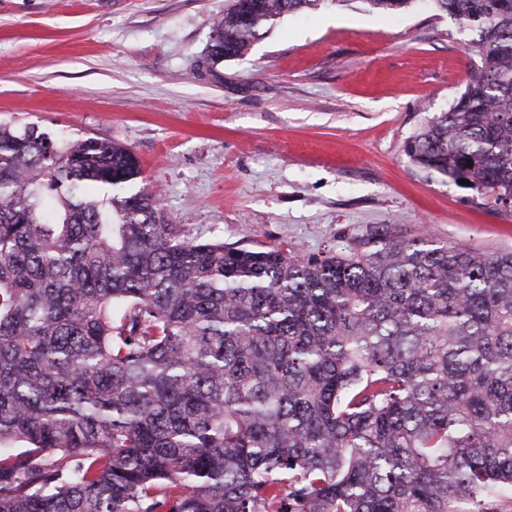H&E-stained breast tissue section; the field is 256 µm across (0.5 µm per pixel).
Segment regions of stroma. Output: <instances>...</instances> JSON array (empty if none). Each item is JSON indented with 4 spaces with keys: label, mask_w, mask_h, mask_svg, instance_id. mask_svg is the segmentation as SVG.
Returning a JSON list of instances; mask_svg holds the SVG:
<instances>
[{
    "label": "stroma",
    "mask_w": 512,
    "mask_h": 512,
    "mask_svg": "<svg viewBox=\"0 0 512 512\" xmlns=\"http://www.w3.org/2000/svg\"><path fill=\"white\" fill-rule=\"evenodd\" d=\"M226 3L0 0V122L128 146L202 240L313 255L391 224L512 248V211L404 152L480 68L471 30L430 0L391 14L320 0L199 68Z\"/></svg>",
    "instance_id": "1"
}]
</instances>
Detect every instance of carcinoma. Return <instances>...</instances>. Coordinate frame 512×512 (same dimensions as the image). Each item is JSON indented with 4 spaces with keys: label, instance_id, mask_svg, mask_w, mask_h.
<instances>
[{
    "label": "carcinoma",
    "instance_id": "obj_1",
    "mask_svg": "<svg viewBox=\"0 0 512 512\" xmlns=\"http://www.w3.org/2000/svg\"><path fill=\"white\" fill-rule=\"evenodd\" d=\"M318 0H227L205 62ZM400 12L416 0H359ZM408 143L512 208V0ZM512 492V250L400 227L308 257L200 240L133 151L0 124V512H498Z\"/></svg>",
    "mask_w": 512,
    "mask_h": 512
}]
</instances>
